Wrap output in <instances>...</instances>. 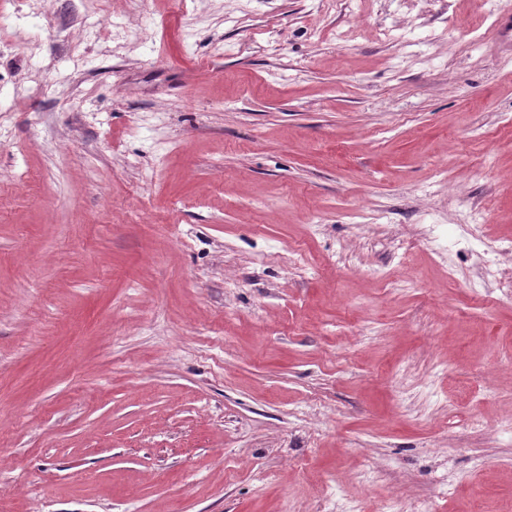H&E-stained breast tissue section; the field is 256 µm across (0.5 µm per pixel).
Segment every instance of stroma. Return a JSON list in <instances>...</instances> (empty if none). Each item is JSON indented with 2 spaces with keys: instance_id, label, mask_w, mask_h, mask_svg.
Returning <instances> with one entry per match:
<instances>
[{
  "instance_id": "stroma-1",
  "label": "stroma",
  "mask_w": 512,
  "mask_h": 512,
  "mask_svg": "<svg viewBox=\"0 0 512 512\" xmlns=\"http://www.w3.org/2000/svg\"><path fill=\"white\" fill-rule=\"evenodd\" d=\"M0 0V512H512V0Z\"/></svg>"
}]
</instances>
